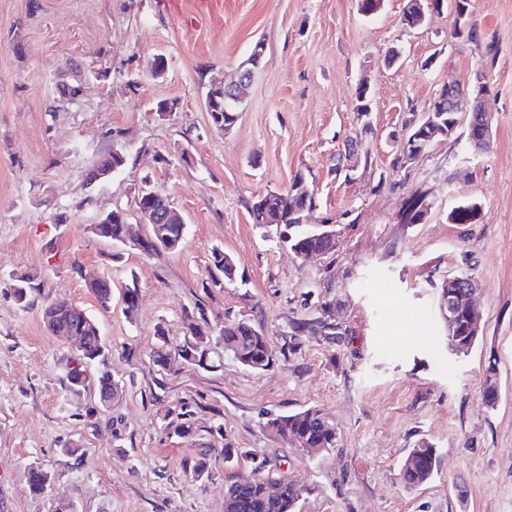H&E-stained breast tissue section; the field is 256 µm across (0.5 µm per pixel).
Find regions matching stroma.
<instances>
[{
	"label": "stroma",
	"mask_w": 512,
	"mask_h": 512,
	"mask_svg": "<svg viewBox=\"0 0 512 512\" xmlns=\"http://www.w3.org/2000/svg\"><path fill=\"white\" fill-rule=\"evenodd\" d=\"M406 4L384 0L367 17L357 0H0V512L62 501L75 512H224L225 482L252 469L225 459L228 443L302 486L298 512H512V0H474L478 45L454 38L449 11L405 28ZM260 39L238 119L218 132L207 91L234 79ZM393 47L403 57L390 67ZM159 56L168 67L156 76ZM481 65L489 149L452 137L393 168L388 136L409 110L429 109L442 84L472 85ZM62 80L83 82L79 102H60ZM363 81L367 133L354 112ZM115 148L124 168L86 184ZM299 174L316 195L311 224L336 231L335 247L307 261L249 214L255 196L286 192ZM146 182L187 220L179 251L118 249L90 231L120 209L147 233L136 206ZM413 197L427 216L402 223ZM466 200L480 204L478 222L450 223ZM215 247L239 281L214 285ZM34 269L43 286L23 308L9 284ZM90 273L111 280L109 308ZM460 273L477 281L483 332L458 356L445 284ZM55 301L98 321L112 349L109 404L96 374L69 386L71 346L41 315ZM243 316L270 339L269 370L227 356L214 368L154 366L157 327L176 344L187 323L214 332ZM301 319L314 332L295 333ZM307 408L335 426V448L312 456L261 427ZM423 441L438 471L409 489L400 465ZM33 466L50 474L46 492H30Z\"/></svg>",
	"instance_id": "stroma-1"
}]
</instances>
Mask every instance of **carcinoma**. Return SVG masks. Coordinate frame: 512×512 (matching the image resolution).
I'll return each instance as SVG.
<instances>
[{
	"instance_id": "obj_1",
	"label": "carcinoma",
	"mask_w": 512,
	"mask_h": 512,
	"mask_svg": "<svg viewBox=\"0 0 512 512\" xmlns=\"http://www.w3.org/2000/svg\"><path fill=\"white\" fill-rule=\"evenodd\" d=\"M238 103L224 97L215 99L209 110L212 124L224 123L226 112L237 111ZM305 206V197L297 193H283L265 199L255 197L250 207L253 223L268 226L281 221L289 230V236L281 238L289 250L296 254L308 249L328 252L333 249L330 241L319 236V229L309 224H294L288 218V209ZM455 224H473V214L481 207L476 202H464L456 207ZM167 235L156 238L152 250L177 251L181 248L186 231L180 224L165 225ZM211 267L227 281L236 279L237 270L233 259L220 247L211 250ZM41 287L39 276L28 273L27 278L20 281L18 299L22 305L30 304L31 294ZM42 320L46 330L54 336H66L78 329L80 321L67 316L56 317L55 311L43 309ZM159 343L153 354L157 365L167 369L175 361L204 364L210 361V355L220 350L239 364L257 372L268 370L275 361L273 349L268 336L261 326L249 318L234 321L232 326L220 330L212 337L196 325H187L186 337L183 342L173 346L165 336L164 330L158 331ZM98 354L94 357L93 366L97 368L98 381L102 389L107 390L112 384V376L108 370L110 349L105 339H100L96 347ZM264 429L271 436L284 441L296 442L302 450H315L322 453L336 447V429L318 410L309 408L304 411L271 418L264 423ZM249 456L255 461L254 475L230 482L224 486V512H295L298 501L303 496V488L286 479L278 480L279 491L272 495L267 485L272 482L270 473L266 472V460L257 459V454L242 451L231 444H224V458ZM438 464L436 448L423 442L411 449L401 464V477L406 487L412 489L427 483L434 475Z\"/></svg>"
}]
</instances>
